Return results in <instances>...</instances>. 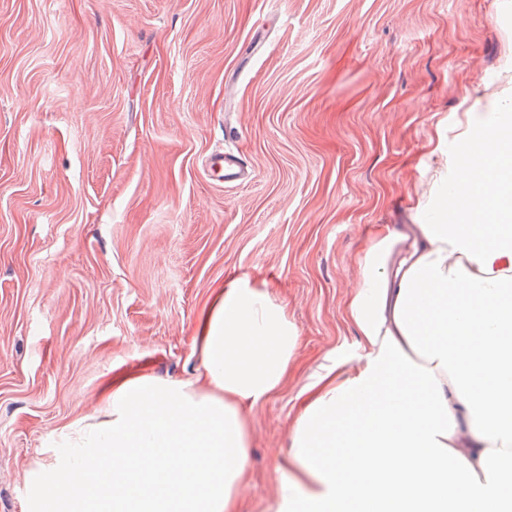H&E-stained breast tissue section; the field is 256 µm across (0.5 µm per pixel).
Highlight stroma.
<instances>
[{"mask_svg":"<svg viewBox=\"0 0 512 512\" xmlns=\"http://www.w3.org/2000/svg\"><path fill=\"white\" fill-rule=\"evenodd\" d=\"M511 104L512 0H0V512L114 378H193L230 278L300 336L250 422L243 512H269L299 391L357 347L364 242Z\"/></svg>","mask_w":512,"mask_h":512,"instance_id":"1","label":"stroma"}]
</instances>
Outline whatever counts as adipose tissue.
<instances>
[{
  "mask_svg": "<svg viewBox=\"0 0 512 512\" xmlns=\"http://www.w3.org/2000/svg\"><path fill=\"white\" fill-rule=\"evenodd\" d=\"M418 224L378 226L346 319L359 352L328 354L299 393L271 512H512V113L443 145ZM299 342L283 304L219 288L196 379H114L28 472L26 512H239L251 413Z\"/></svg>",
  "mask_w": 512,
  "mask_h": 512,
  "instance_id": "1",
  "label": "adipose tissue"
}]
</instances>
